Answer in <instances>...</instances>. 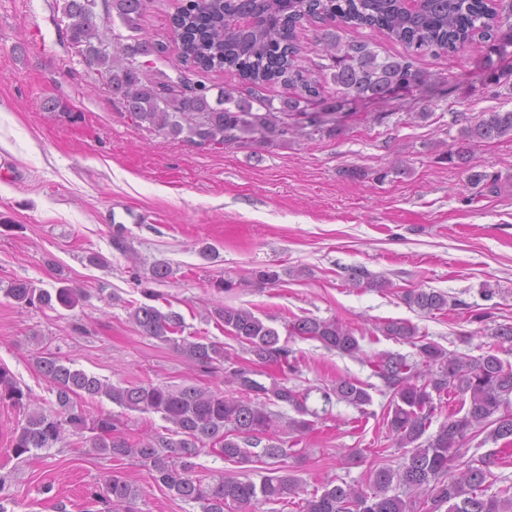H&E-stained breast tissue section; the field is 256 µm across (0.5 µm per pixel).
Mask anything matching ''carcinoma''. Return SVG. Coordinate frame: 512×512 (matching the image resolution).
Segmentation results:
<instances>
[{"mask_svg": "<svg viewBox=\"0 0 512 512\" xmlns=\"http://www.w3.org/2000/svg\"><path fill=\"white\" fill-rule=\"evenodd\" d=\"M490 0H424L416 12H408L401 0H189L173 16L180 32L181 63L186 68L224 71L256 90L281 83L295 90L284 107L277 110L271 100L258 94L252 100L237 98L220 89L212 99L210 88L192 85L185 77L151 73L143 58L152 53L149 40L137 35L147 7L142 0H102L104 16L87 18L89 0H62L66 37L87 55L89 65L104 73L107 86L122 107H131L129 117L140 127L189 143L199 148L224 146L245 134L266 135L288 132V120L305 119L312 125L325 122L319 112L309 113L304 105L318 99L322 84L312 71L298 62L301 48L298 30L310 21L336 22L337 28H369L405 46L406 53L381 57L369 43L341 41L338 34L316 36L330 75L341 99L376 100L395 89L408 88L423 79L416 68L418 58L455 53L479 38L494 44L512 43V23L490 10ZM241 15L257 21L256 31L242 34L235 26ZM130 31L129 40L116 51L109 50V37L102 27L114 19ZM264 108L253 111V104ZM512 136V110H492L464 128L448 149V160L467 164L473 148ZM5 295L23 306L54 308L52 301L73 307L77 289L61 287L56 294L27 282H16ZM408 304L426 311H442L448 296L417 289L405 294ZM224 331L247 346L250 364L224 370L225 391L197 385L172 389L153 383L128 387L109 385L73 369L52 356H42L38 367L48 378L60 410L28 413L14 432L16 456L48 451L66 436L80 438L99 454L116 460L137 458L151 466L154 481L185 502L198 504L200 512H257L263 503L289 502L299 494L301 480L290 473L264 475L259 482L243 481L230 473L210 478L192 472L189 459L209 449L224 459L237 462H285L288 449L270 443L277 433L289 430L304 435L314 430L306 419L309 393L290 387L277 378L266 384L254 366H277L296 372L287 343L277 329L247 308H215ZM132 322L147 336L175 345L191 366L211 370L224 361V347L206 338H178L184 331L182 315L171 309L143 304L131 313ZM381 335L408 343L418 360L410 363L401 354L385 352L367 358L391 399L387 425L398 448L405 449L398 469L376 467L365 486L326 481L321 490L295 503L298 512H512V486L506 485L487 497L483 485L490 472L484 466L458 461L467 443L480 433L494 442L512 441V367L498 357L496 342H512V324L490 329L494 339L479 356L447 351L418 334L417 328L401 319L382 321ZM288 334L318 341L329 350L351 357L364 355L356 329L334 319L299 318ZM458 397L460 407L448 414L436 434L426 436L433 418L442 409L443 396ZM105 396L131 411L158 414L170 427L166 433L131 438L116 419L106 413L88 415L75 401L80 396ZM329 404L336 398L360 412L371 403L365 384L339 378L322 391ZM25 407L29 400L10 371L0 367V401ZM285 404L299 414L283 419L271 405ZM267 439L269 443L262 444ZM138 489L124 476L105 481L97 497L114 509L131 503Z\"/></svg>", "mask_w": 512, "mask_h": 512, "instance_id": "cac0c4a2", "label": "carcinoma"}]
</instances>
